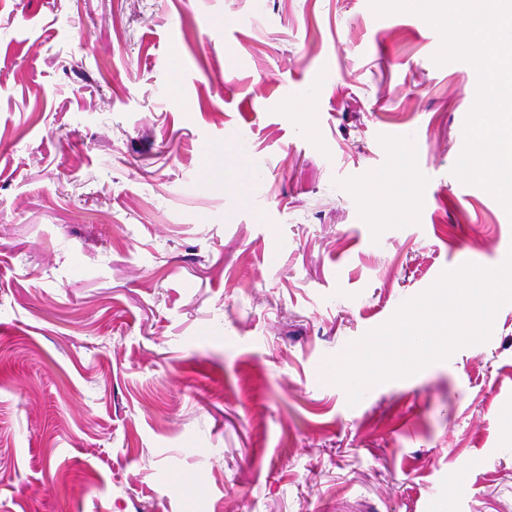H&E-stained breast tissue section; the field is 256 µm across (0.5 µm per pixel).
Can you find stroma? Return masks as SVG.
<instances>
[{
    "mask_svg": "<svg viewBox=\"0 0 512 512\" xmlns=\"http://www.w3.org/2000/svg\"><path fill=\"white\" fill-rule=\"evenodd\" d=\"M440 45L369 0H0V512H512V303L357 404L323 378L512 251ZM241 138L240 199L203 158ZM400 144L405 222L358 193Z\"/></svg>",
    "mask_w": 512,
    "mask_h": 512,
    "instance_id": "35a3bbf8",
    "label": "stroma"
}]
</instances>
